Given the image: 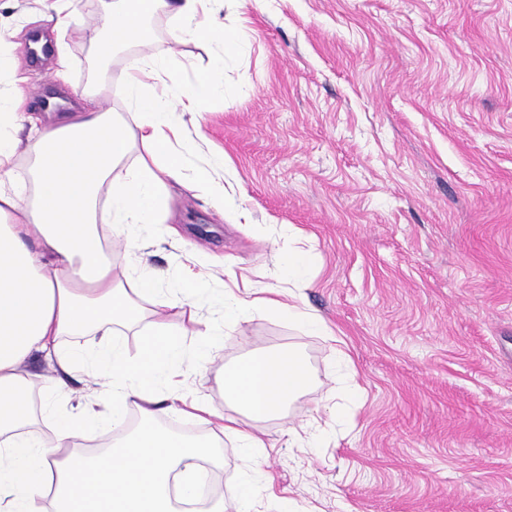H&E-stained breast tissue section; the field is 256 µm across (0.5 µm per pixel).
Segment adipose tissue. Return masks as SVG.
I'll list each match as a JSON object with an SVG mask.
<instances>
[{
  "instance_id": "1",
  "label": "adipose tissue",
  "mask_w": 512,
  "mask_h": 512,
  "mask_svg": "<svg viewBox=\"0 0 512 512\" xmlns=\"http://www.w3.org/2000/svg\"><path fill=\"white\" fill-rule=\"evenodd\" d=\"M215 0H113L96 47L100 62L125 52L122 80L127 118L100 109L104 85L90 89L80 111L61 116L26 112L24 79L10 54L0 53V512H182L201 487L199 460L223 466L215 442L193 440L161 427L166 402L180 401L184 415L237 440L254 465L267 444L253 421L281 417L312 385L306 360L284 350L257 353L227 373L229 414L216 412L201 395L177 397L176 371L186 350L179 332L156 320L129 355L116 341L118 327L136 325L144 314L175 299L193 306L209 282L194 276L168 286L159 273L141 266L133 289L117 285L97 226L117 224L129 235L153 223L168 203L170 183L190 182L216 201L224 180L207 163L189 165L176 151L185 139V114L201 111L222 89V57L195 83L183 84L169 57L142 52L146 19L168 15L170 38L220 48L233 39L208 17ZM308 256L291 251L278 263L294 288L287 299L224 295L223 324L198 333L195 355L209 358L223 341L224 323L236 322L246 307L268 308L317 336L329 335L322 318L299 304ZM107 336L92 353H63L62 337L88 331ZM35 352L54 361L58 376L45 384L65 389L63 377L79 367L104 380L106 409L86 400L80 415L59 414L52 435L27 426L34 417L31 393L38 380L25 370ZM140 422L132 436L102 451L80 453L73 437H91L105 422L123 428L130 409Z\"/></svg>"
}]
</instances>
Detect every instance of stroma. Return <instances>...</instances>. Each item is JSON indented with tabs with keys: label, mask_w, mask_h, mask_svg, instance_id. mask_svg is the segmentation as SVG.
I'll return each instance as SVG.
<instances>
[{
	"label": "stroma",
	"mask_w": 512,
	"mask_h": 512,
	"mask_svg": "<svg viewBox=\"0 0 512 512\" xmlns=\"http://www.w3.org/2000/svg\"><path fill=\"white\" fill-rule=\"evenodd\" d=\"M111 4L76 0L56 32L33 20L34 0H0L29 111L40 97L79 106L101 72L104 107L123 111L122 55L95 61ZM213 19L237 45L223 95L185 123L189 159L224 174L223 203L174 183L138 240L99 231L126 288L139 256L172 280L210 274L220 290L232 275L287 287L278 252L311 255L302 302L331 336L256 309L209 361L182 367L223 413L225 374L248 354L292 349L313 375L290 413L257 423L272 446L262 470L218 438L224 512L243 475L257 512H271L268 481L298 512H512V0H217ZM147 27L184 83L217 53L173 44L164 13ZM196 306L198 322L224 315L206 296ZM166 319L194 346L198 322L178 306ZM343 351L364 396L340 427ZM92 386L78 370L54 404L34 392L33 432L51 433L49 409L76 410Z\"/></svg>",
	"instance_id": "obj_1"
}]
</instances>
